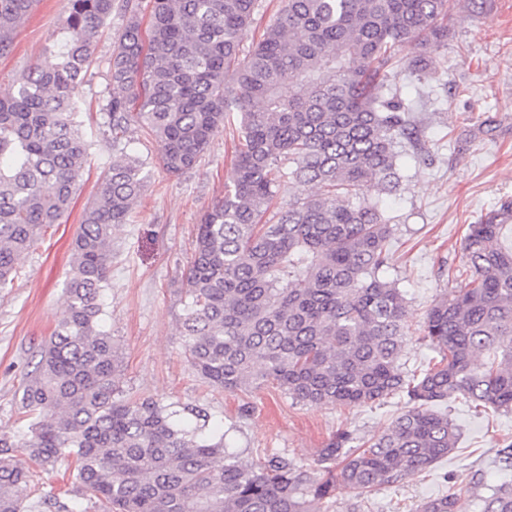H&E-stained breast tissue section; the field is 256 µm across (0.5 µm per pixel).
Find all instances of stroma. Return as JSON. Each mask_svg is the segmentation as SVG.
Instances as JSON below:
<instances>
[{"label":"stroma","instance_id":"35a3bbf8","mask_svg":"<svg viewBox=\"0 0 512 512\" xmlns=\"http://www.w3.org/2000/svg\"><path fill=\"white\" fill-rule=\"evenodd\" d=\"M64 17L63 0H39L19 28L12 53L0 57V93L40 58L51 32ZM123 21L103 28L82 87L76 121L94 146L74 203L62 223L51 226L24 258L12 287L0 289V428L19 429L14 395L63 312V289L72 270L71 244L85 205L97 191L100 173L112 160L101 134L99 102L112 93L107 71ZM427 53L433 69L402 81V95L426 99L418 114L425 131L421 155L402 158L404 182L384 201L395 224L387 275L409 301L411 334L403 359L422 369L435 350L417 330L429 304L466 276L460 242L469 225L482 223L512 202V0H457L448 17V41L400 55ZM235 129L221 125L208 151L191 171L172 175L156 161V144L144 131L130 132L135 153L146 159L147 180L128 224L112 233L110 286L102 324L119 344L125 393L150 395L179 407L206 409L212 425L244 458L284 452L301 462L340 431L366 440L384 431L407 408L394 396L358 408L308 407L270 383L251 393L206 387L183 353L177 294L187 271L203 212L224 194L234 176ZM251 403L249 416L239 408ZM458 428L446 459L412 479L381 487L364 512H416L429 497L460 494V512H482L485 487L512 480L502 458L512 445V412L485 414L462 398L448 401Z\"/></svg>","mask_w":512,"mask_h":512}]
</instances>
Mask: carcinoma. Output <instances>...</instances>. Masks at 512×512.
<instances>
[{"label":"carcinoma","instance_id":"carcinoma-1","mask_svg":"<svg viewBox=\"0 0 512 512\" xmlns=\"http://www.w3.org/2000/svg\"><path fill=\"white\" fill-rule=\"evenodd\" d=\"M34 2L0 0V56ZM454 2L282 0L242 58L259 0H66L42 60L0 98V288L68 212L90 150L74 116L99 30L117 11L108 79L127 94L100 108L112 162L73 239L62 317L16 400L28 432L0 429V512H28L36 470L63 465L72 498L41 497L53 512H320L339 483L362 499L448 457L458 440L448 398L512 411V204L470 225L469 275L433 300L419 329L439 360L417 375L401 363L406 295L386 277L384 198L423 134L398 67L429 69L425 55L402 64L398 52L448 41ZM229 112L239 117L236 178L202 215L179 291L188 362L211 387L272 381L309 407L407 399L380 435L355 447L338 432L309 463L281 453L248 462L198 407L125 394L119 345L100 323L112 230L129 223L146 182L120 136L144 130L158 164L179 175ZM289 183L299 196L266 218ZM489 491L483 512H512V483ZM418 512H459V500L430 498Z\"/></svg>","mask_w":512,"mask_h":512}]
</instances>
